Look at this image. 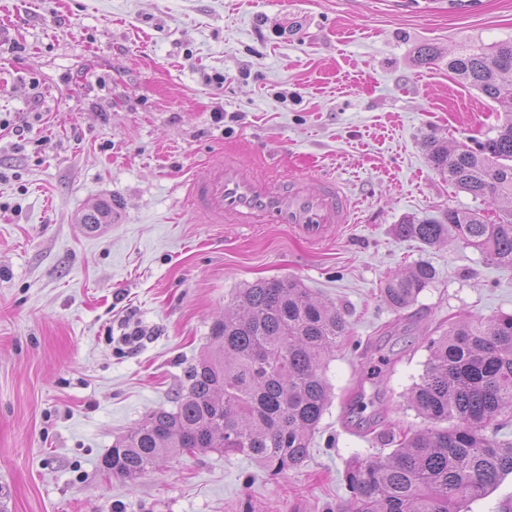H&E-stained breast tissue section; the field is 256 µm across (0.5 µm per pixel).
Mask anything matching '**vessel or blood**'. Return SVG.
<instances>
[{
    "label": "vessel or blood",
    "instance_id": "vessel-or-blood-1",
    "mask_svg": "<svg viewBox=\"0 0 512 512\" xmlns=\"http://www.w3.org/2000/svg\"><path fill=\"white\" fill-rule=\"evenodd\" d=\"M194 211L210 224H280L308 243L325 241L352 220L353 204L336 178L257 177L227 153L187 187Z\"/></svg>",
    "mask_w": 512,
    "mask_h": 512
}]
</instances>
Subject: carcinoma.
Segmentation results:
<instances>
[{"mask_svg": "<svg viewBox=\"0 0 512 512\" xmlns=\"http://www.w3.org/2000/svg\"><path fill=\"white\" fill-rule=\"evenodd\" d=\"M448 68L507 110L494 135L474 147L428 143L429 160L451 185L499 206V214L491 220L478 209L454 208L406 220L395 232L426 246L452 237L512 269V41L467 49ZM108 215V207L95 205L81 221L93 230ZM436 275L430 263L417 262L387 278L381 296L405 310ZM347 333L343 315L294 277L247 285L213 325L211 347L187 371L175 408L151 411L116 440L100 468L133 481L165 456L204 449L242 454L279 472L298 467L330 401L324 360ZM426 341L429 357L408 402L429 426L387 439L396 448L385 456L350 460L348 512H462L512 475V442L495 439L512 417V314L453 321Z\"/></svg>", "mask_w": 512, "mask_h": 512, "instance_id": "cac0c4a2", "label": "carcinoma"}]
</instances>
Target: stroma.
<instances>
[{"instance_id": "obj_1", "label": "stroma", "mask_w": 512, "mask_h": 512, "mask_svg": "<svg viewBox=\"0 0 512 512\" xmlns=\"http://www.w3.org/2000/svg\"><path fill=\"white\" fill-rule=\"evenodd\" d=\"M509 40L512 0H0L6 512H347V462L390 451L370 427L425 425L404 399L424 337L512 312V270L394 232L483 208L424 144L490 134L501 106L448 60ZM425 46L437 56L421 63ZM227 151L264 176L310 160L334 171L354 223L320 245L274 224L201 223L185 186ZM97 203L112 221L91 232L80 218ZM419 261L437 277L395 312L383 282ZM290 275L349 327L306 461L277 474L207 449L133 481L103 472L118 437L173 408L239 289Z\"/></svg>"}]
</instances>
